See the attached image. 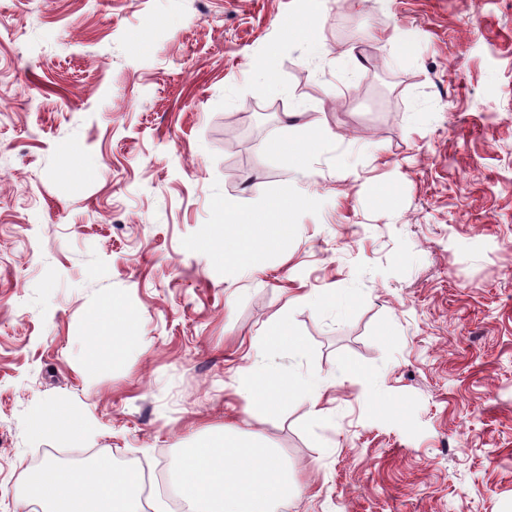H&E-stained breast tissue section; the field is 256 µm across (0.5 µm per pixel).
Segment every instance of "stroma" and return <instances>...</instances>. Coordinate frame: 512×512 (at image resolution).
I'll return each instance as SVG.
<instances>
[{"label":"stroma","mask_w":512,"mask_h":512,"mask_svg":"<svg viewBox=\"0 0 512 512\" xmlns=\"http://www.w3.org/2000/svg\"><path fill=\"white\" fill-rule=\"evenodd\" d=\"M227 197L299 202L241 269L199 248ZM253 350L322 417L247 413ZM52 401L94 434L34 433ZM227 428L287 460L279 512H512V0H0V512L90 452L156 512ZM123 352L121 336H112V319L110 313L104 312L93 322L92 344L89 346L87 363L96 364L98 361L112 357L118 359Z\"/></svg>","instance_id":"stroma-1"}]
</instances>
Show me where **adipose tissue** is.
I'll list each match as a JSON object with an SVG mask.
<instances>
[{"mask_svg":"<svg viewBox=\"0 0 512 512\" xmlns=\"http://www.w3.org/2000/svg\"><path fill=\"white\" fill-rule=\"evenodd\" d=\"M290 201L271 204L267 224H259L241 210L238 201L225 200L224 215L239 227L240 236L224 250V261L240 264L263 248L268 240L267 226L275 224L288 233L286 221ZM241 392L249 412L275 416L279 400L285 395H306L312 417H319L321 388L301 382L294 374L250 369L241 382ZM52 427L56 439L64 444L91 432L92 423L72 406H48L35 430ZM179 496L191 512H278L288 494V466L273 449L245 440L235 433L220 439L202 438L184 449L175 463ZM136 471L117 469L109 459L95 467H63L46 462L28 488L43 512H140Z\"/></svg>","mask_w":512,"mask_h":512,"instance_id":"obj_1","label":"adipose tissue"}]
</instances>
